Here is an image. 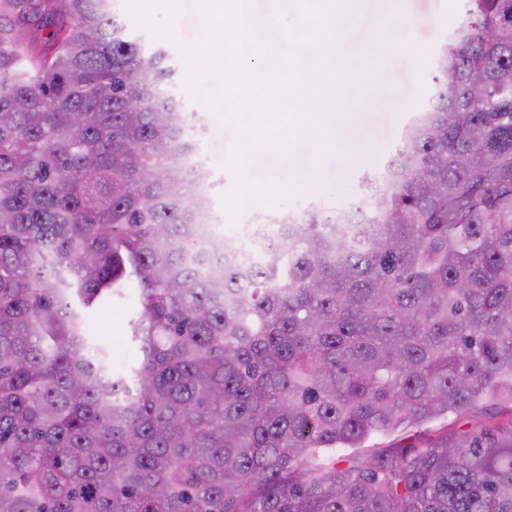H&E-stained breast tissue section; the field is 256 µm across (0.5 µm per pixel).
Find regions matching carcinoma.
Segmentation results:
<instances>
[{"label":"carcinoma","instance_id":"cac0c4a2","mask_svg":"<svg viewBox=\"0 0 512 512\" xmlns=\"http://www.w3.org/2000/svg\"><path fill=\"white\" fill-rule=\"evenodd\" d=\"M0 0V512H512V0H464L350 206L213 236L165 49L112 0ZM49 51H24L23 26ZM139 290L115 377L84 308ZM510 414L500 407L485 403L478 408L460 414L449 413L448 416L436 419L420 428L400 432L390 439L400 440L403 445L417 442L418 435L433 434L448 427V431L477 430L481 426L492 428L496 426H509Z\"/></svg>","mask_w":512,"mask_h":512}]
</instances>
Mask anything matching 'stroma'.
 Instances as JSON below:
<instances>
[{"mask_svg":"<svg viewBox=\"0 0 512 512\" xmlns=\"http://www.w3.org/2000/svg\"><path fill=\"white\" fill-rule=\"evenodd\" d=\"M342 7L353 21L337 29L333 22L338 15L328 10L324 0H254L253 8L260 14L292 12L296 36L312 30L326 35L324 55L309 60L298 75L306 77L311 67L328 80L343 73L349 95L329 98L325 105L326 112L337 113L338 126L334 139L319 157L315 185L307 186L308 174L301 168L275 167L254 156L246 177L257 192L233 221L221 201L233 185L225 167L230 149L250 142L264 143L270 135L260 118L249 115L236 122L226 107H211L204 96L216 90L215 81L202 83L201 99H192L186 93L183 82L187 63L178 44L200 36V0H112V10L124 19L131 39L148 49L165 47L171 56L174 92L198 127L197 155L210 175L214 222L227 245L243 244L246 230L265 222L272 213L299 211L318 200L337 205L357 201L362 194L361 173L379 167L393 154L403 127L430 95L433 50L446 42L463 20L462 0H344ZM383 34L392 47L380 56L384 83L380 91L374 92L363 72V50ZM272 180L285 189L280 199H267L261 191ZM138 314V291L134 288L123 300L82 313L87 336L111 346L114 373H122L124 357L136 351L128 336V322ZM511 422V413L486 403L469 412L448 414L420 429L397 433L396 438L406 445L416 442L419 435L443 429L467 431Z\"/></svg>","mask_w":512,"mask_h":512,"instance_id":"1","label":"stroma"}]
</instances>
